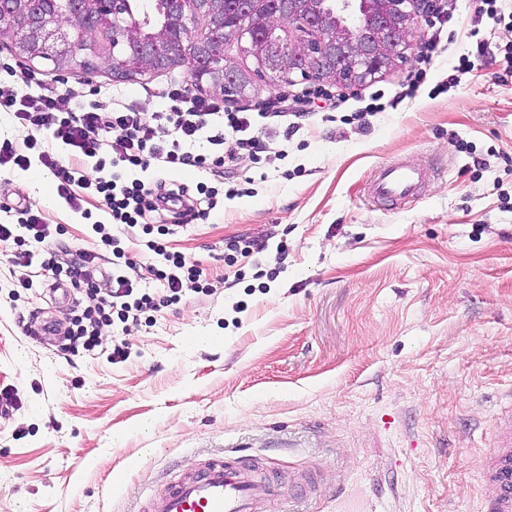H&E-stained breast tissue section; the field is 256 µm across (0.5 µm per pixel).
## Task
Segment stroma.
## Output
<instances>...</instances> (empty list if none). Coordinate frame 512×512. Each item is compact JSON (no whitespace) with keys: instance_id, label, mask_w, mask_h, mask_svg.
I'll list each match as a JSON object with an SVG mask.
<instances>
[{"instance_id":"1","label":"stroma","mask_w":512,"mask_h":512,"mask_svg":"<svg viewBox=\"0 0 512 512\" xmlns=\"http://www.w3.org/2000/svg\"><path fill=\"white\" fill-rule=\"evenodd\" d=\"M448 4L453 42L415 96L344 120L372 93L399 92L412 55L344 88L339 121L312 108L277 167L245 160L226 173L238 195L172 242L213 292L148 324L102 327L127 361L70 359L23 335L36 312L67 326L71 302L48 278L14 293L13 245L0 243V390L15 398L0 413V512H144L183 469L218 456L258 459L278 477L263 512H484L496 490L482 454L512 391V76L500 51L512 0H498L496 22L478 19L477 0ZM467 54L471 69L457 72ZM1 60L20 62L6 32ZM23 65L68 111L97 87L100 101L150 113L190 80L179 67L127 81ZM400 159L426 172L422 199L373 200L374 169ZM21 205L63 226L62 264L108 219L95 200L90 218L70 209L38 165L0 171V224ZM242 234L267 248L225 264Z\"/></svg>"}]
</instances>
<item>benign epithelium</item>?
I'll return each mask as SVG.
<instances>
[{"instance_id": "1", "label": "benign epithelium", "mask_w": 512, "mask_h": 512, "mask_svg": "<svg viewBox=\"0 0 512 512\" xmlns=\"http://www.w3.org/2000/svg\"><path fill=\"white\" fill-rule=\"evenodd\" d=\"M436 0H161L153 25L134 0H0V28L15 36L25 58L58 70L105 62L116 78L158 72L171 59L192 65L196 86L243 99L242 78L224 55L236 42L255 75L275 82L304 80L352 86L372 81L407 58ZM206 28L193 33L197 16Z\"/></svg>"}]
</instances>
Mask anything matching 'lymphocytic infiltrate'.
<instances>
[{"mask_svg": "<svg viewBox=\"0 0 512 512\" xmlns=\"http://www.w3.org/2000/svg\"><path fill=\"white\" fill-rule=\"evenodd\" d=\"M452 20L447 7L431 11L427 19L430 35L422 44L421 67L411 76L408 93L425 84L426 65L441 49ZM35 82V77L28 76L21 85L0 89V111L12 113L24 133L19 142L0 140V167L25 169L39 162L54 176L59 197L73 211H82L84 203L96 199L102 201L109 220L93 223V249L64 268L51 248L54 235L49 225L33 208L20 209L16 223L0 224V242L14 244L12 263L22 269L17 287L29 290L34 286L26 269L37 246L44 253L41 268L55 276L65 275L77 292L61 351L121 363L129 357L126 347H102V326L136 322L179 304L187 293L213 290L196 260L170 250L175 234L172 225L143 223V216L158 208V196L144 172L190 167L220 177L225 169L246 159L255 163L281 160L285 152L274 147L271 134L280 129L292 134L296 125L282 98L266 100L258 112L235 111L215 99L187 95L181 84L174 83L164 93L163 107L149 114L124 104L105 107L96 101L70 112L61 109L52 92L32 93ZM202 139L207 149L194 151V144ZM136 226L142 235L133 255L122 247L119 232ZM104 251L112 254V274L108 288L101 289L94 270ZM147 276L153 287L143 286Z\"/></svg>", "mask_w": 512, "mask_h": 512, "instance_id": "obj_1", "label": "lymphocytic infiltrate"}]
</instances>
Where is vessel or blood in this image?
Masks as SVG:
<instances>
[{"label": "vessel or blood", "instance_id": "obj_1", "mask_svg": "<svg viewBox=\"0 0 512 512\" xmlns=\"http://www.w3.org/2000/svg\"><path fill=\"white\" fill-rule=\"evenodd\" d=\"M423 169L401 160L377 167L370 192L395 204L417 202L425 187ZM496 489L488 512H512V428L499 430L483 461ZM274 486L263 469L235 459L215 458L193 466L148 504V512H261Z\"/></svg>", "mask_w": 512, "mask_h": 512}]
</instances>
